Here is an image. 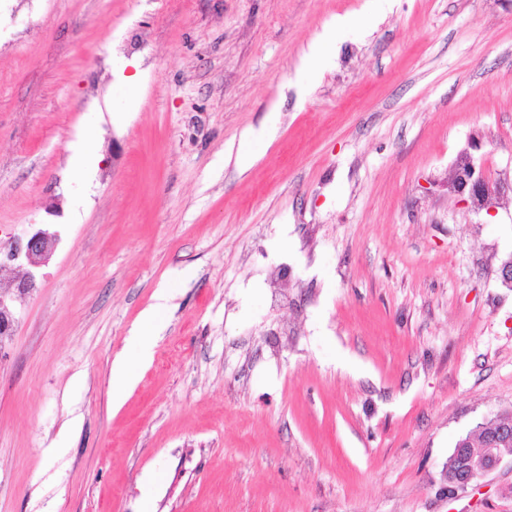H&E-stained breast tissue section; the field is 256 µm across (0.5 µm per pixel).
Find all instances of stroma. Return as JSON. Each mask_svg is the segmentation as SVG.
Masks as SVG:
<instances>
[{"instance_id": "obj_1", "label": "stroma", "mask_w": 512, "mask_h": 512, "mask_svg": "<svg viewBox=\"0 0 512 512\" xmlns=\"http://www.w3.org/2000/svg\"><path fill=\"white\" fill-rule=\"evenodd\" d=\"M469 150L512 183V0H0V238H59L0 270V512H512L510 464L443 478L512 411V192L460 202ZM349 25L346 19H343L337 23L336 26L327 29L319 39L312 42L307 50L300 58V63L297 67V78L299 81H305L309 77V71L311 66L315 62L326 64L329 60L328 56L323 54L325 46L336 42V32L344 29ZM99 160L100 158L89 152L81 142L72 147L70 166L74 174L80 178L88 179L97 169ZM58 243L57 235L38 228L26 237H13L0 244V267L14 262L27 266L26 277L19 283V293L37 286L39 269L53 255ZM171 292L160 288L156 293V303L142 318L139 330L132 337L134 353L132 357H120L112 366V394L119 398L125 388L134 380L138 366L148 361L156 332L160 329L169 308Z\"/></svg>"}]
</instances>
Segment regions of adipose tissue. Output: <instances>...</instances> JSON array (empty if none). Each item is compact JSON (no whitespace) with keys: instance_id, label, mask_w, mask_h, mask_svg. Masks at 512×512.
Wrapping results in <instances>:
<instances>
[{"instance_id":"obj_1","label":"adipose tissue","mask_w":512,"mask_h":512,"mask_svg":"<svg viewBox=\"0 0 512 512\" xmlns=\"http://www.w3.org/2000/svg\"><path fill=\"white\" fill-rule=\"evenodd\" d=\"M170 299L169 289L162 288L157 291L155 304L144 313L141 326L132 338L133 355L114 361L112 366L113 396L122 395L125 388L134 380L138 366L150 358L155 334L163 324Z\"/></svg>"}]
</instances>
